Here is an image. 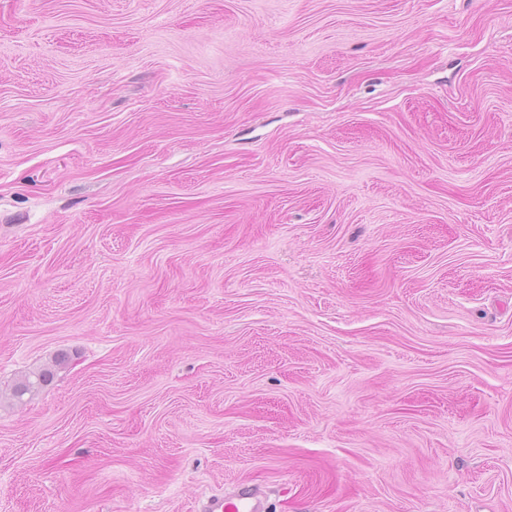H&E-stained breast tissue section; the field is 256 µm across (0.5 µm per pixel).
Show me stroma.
Wrapping results in <instances>:
<instances>
[{
  "label": "stroma",
  "instance_id": "35a3bbf8",
  "mask_svg": "<svg viewBox=\"0 0 512 512\" xmlns=\"http://www.w3.org/2000/svg\"><path fill=\"white\" fill-rule=\"evenodd\" d=\"M242 484L512 512V0H0V512ZM52 378L53 372L50 369L41 370L38 373H33V375H25L14 385L11 396L17 401H22L24 395L33 396Z\"/></svg>",
  "mask_w": 512,
  "mask_h": 512
}]
</instances>
